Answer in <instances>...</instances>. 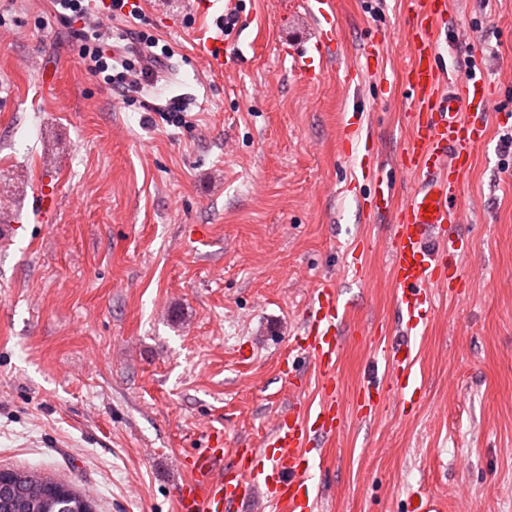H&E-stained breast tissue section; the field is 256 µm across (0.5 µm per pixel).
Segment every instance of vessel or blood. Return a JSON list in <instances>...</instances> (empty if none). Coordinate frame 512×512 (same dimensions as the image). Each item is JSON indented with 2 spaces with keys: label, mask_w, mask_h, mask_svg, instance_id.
Here are the masks:
<instances>
[{
  "label": "vessel or blood",
  "mask_w": 512,
  "mask_h": 512,
  "mask_svg": "<svg viewBox=\"0 0 512 512\" xmlns=\"http://www.w3.org/2000/svg\"><path fill=\"white\" fill-rule=\"evenodd\" d=\"M416 20L408 32L412 60L402 82L414 104L412 134L397 154L398 170L413 177L407 200L393 212L388 241L392 283L396 291L398 326L403 334L426 326L434 314L432 290L464 280L456 257L462 245L456 236H444L445 225L456 223L462 212L463 181L486 132V117L495 100L483 80L445 81L437 43L448 17V0H408ZM316 23L312 48L291 45L294 73L312 76L315 62H327L336 41L332 0H307ZM373 181L367 208L374 214L389 211L392 182ZM344 306L333 280L313 286L302 314L294 347L306 354L320 376L326 395L315 410L289 404L261 430L257 443L237 449L232 466L224 464V450L215 446L185 461L187 478L177 495L179 512H238L246 499L261 497L269 512H315L316 498L308 483L309 456L319 440L335 436L342 421L339 397L343 379L337 370L345 341L341 324ZM391 364L410 380L413 350L400 345Z\"/></svg>",
  "instance_id": "1"
}]
</instances>
